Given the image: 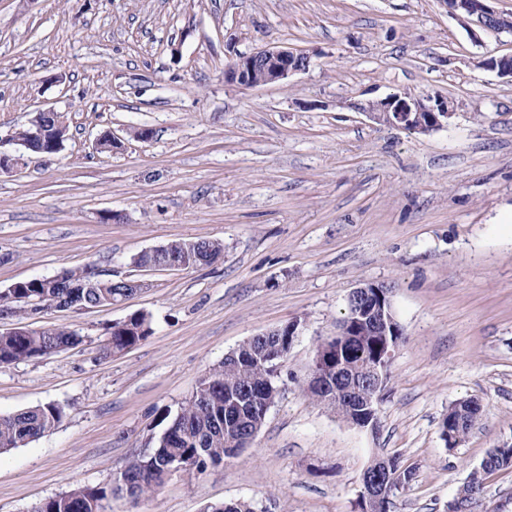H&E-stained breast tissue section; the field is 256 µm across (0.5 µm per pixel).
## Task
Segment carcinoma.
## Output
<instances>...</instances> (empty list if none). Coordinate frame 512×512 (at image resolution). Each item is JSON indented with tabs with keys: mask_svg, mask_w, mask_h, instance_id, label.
Here are the masks:
<instances>
[{
	"mask_svg": "<svg viewBox=\"0 0 512 512\" xmlns=\"http://www.w3.org/2000/svg\"><path fill=\"white\" fill-rule=\"evenodd\" d=\"M64 115L54 113L45 119L42 138L31 136L34 129L27 127L16 133V138L29 143L42 154L53 153L56 124ZM224 257V244L216 240L172 241L157 253H143L138 265L178 263L187 269L210 265ZM125 288L112 286V280L95 277L89 267L69 269L58 276L33 278L16 282V287L0 289V310L16 315L19 321L29 319L33 307L45 310L59 308L109 307L121 299ZM150 334L148 317L134 312L125 320L107 328L105 349L110 354L128 351ZM83 337L67 326L54 324L23 330L9 336L0 335V365L31 361L44 356L48 349L65 350L82 343ZM256 346L244 342L237 347L236 360L223 361L214 368L205 381L207 388L195 393L171 418L176 439L158 440L147 453H140L123 467L125 483L105 490L98 487L77 486L68 492L49 498L39 504V512H103L107 494L130 492L137 496L152 492L161 484V475L169 463L177 458L190 461L183 470L186 475L203 473L209 468L224 465V403L229 396L249 389L264 398L276 390L277 371L272 363L255 359ZM349 349L366 361L377 353V340L372 336L357 335L350 338ZM67 415L66 407L57 403L29 408L18 413L0 416V453L23 447L49 432ZM481 411L471 410L458 417L455 410L448 411L442 427L448 428V438L457 444L479 421ZM512 467V445L491 449L479 468L471 473L472 484L483 488L485 476L503 468Z\"/></svg>",
	"mask_w": 512,
	"mask_h": 512,
	"instance_id": "cac0c4a2",
	"label": "carcinoma"
}]
</instances>
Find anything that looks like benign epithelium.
<instances>
[{
  "instance_id": "7a95c632",
  "label": "benign epithelium",
  "mask_w": 512,
  "mask_h": 512,
  "mask_svg": "<svg viewBox=\"0 0 512 512\" xmlns=\"http://www.w3.org/2000/svg\"><path fill=\"white\" fill-rule=\"evenodd\" d=\"M448 14L470 27L472 38L476 29H491L490 22L498 16L491 0H439ZM310 56L288 47L262 49L249 55H238L224 69V80L245 87L274 84L309 67ZM484 68L512 78V55L489 57ZM355 109L367 114L374 121L398 129L411 128L429 133L448 123L455 114L451 100L436 98L401 100L394 95L358 104ZM392 287L381 283H362L350 294L354 300L351 319L340 328L333 339L317 345L307 383L309 386L336 393V384L344 389L336 397V406L342 419L362 429H378L377 404L383 391L389 362L398 346L403 330L397 321L391 304ZM370 327L374 336L382 338L379 355L362 364L346 360L344 340L355 335L360 326ZM301 322L293 319L274 330L254 336L263 349V356L270 362L282 363L299 336ZM239 401L267 415L273 401L253 395L237 394ZM359 501L364 512H381L394 491L389 462L376 458L363 472Z\"/></svg>"
}]
</instances>
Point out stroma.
<instances>
[{"label": "stroma", "instance_id": "stroma-1", "mask_svg": "<svg viewBox=\"0 0 512 512\" xmlns=\"http://www.w3.org/2000/svg\"><path fill=\"white\" fill-rule=\"evenodd\" d=\"M275 46L309 68L225 82L234 55ZM510 53L512 34L471 39L438 0H0V152L18 154L13 134L45 106L68 125L59 153L0 174V289L85 265L149 283L109 307L41 313L82 343L0 366V416L68 409L0 455V512L110 486L225 354L292 319L301 332L253 443L153 495L110 497L108 512H358L378 455L414 470L394 512H447L488 451L512 444V79L481 65ZM394 93L456 113L416 134L355 109ZM107 131L120 150L97 149ZM197 239L223 242V259L131 264ZM364 282L392 286L404 332L374 432L303 390ZM136 311L150 335L104 354L106 326ZM466 399L483 417L447 446L441 422ZM476 510L512 512V468L487 475Z\"/></svg>", "mask_w": 512, "mask_h": 512}]
</instances>
